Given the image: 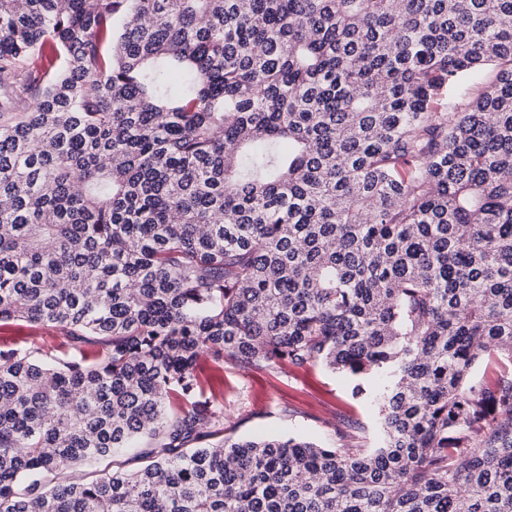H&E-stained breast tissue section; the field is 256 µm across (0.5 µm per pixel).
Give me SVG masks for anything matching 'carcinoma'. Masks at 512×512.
<instances>
[{
  "mask_svg": "<svg viewBox=\"0 0 512 512\" xmlns=\"http://www.w3.org/2000/svg\"><path fill=\"white\" fill-rule=\"evenodd\" d=\"M242 2L0 0V325L65 346L0 512H512V0ZM205 360L380 445L226 436Z\"/></svg>",
  "mask_w": 512,
  "mask_h": 512,
  "instance_id": "1",
  "label": "carcinoma"
}]
</instances>
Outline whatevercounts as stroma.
<instances>
[{
    "label": "stroma",
    "instance_id": "obj_1",
    "mask_svg": "<svg viewBox=\"0 0 512 512\" xmlns=\"http://www.w3.org/2000/svg\"><path fill=\"white\" fill-rule=\"evenodd\" d=\"M35 343L47 349L61 345L58 336L34 323L0 327V349ZM347 376L318 366L307 371L288 367L271 372L229 370L224 374V409L236 437L296 434L330 445L337 423L352 419L363 424L368 447L378 444L374 411L353 396Z\"/></svg>",
    "mask_w": 512,
    "mask_h": 512
}]
</instances>
